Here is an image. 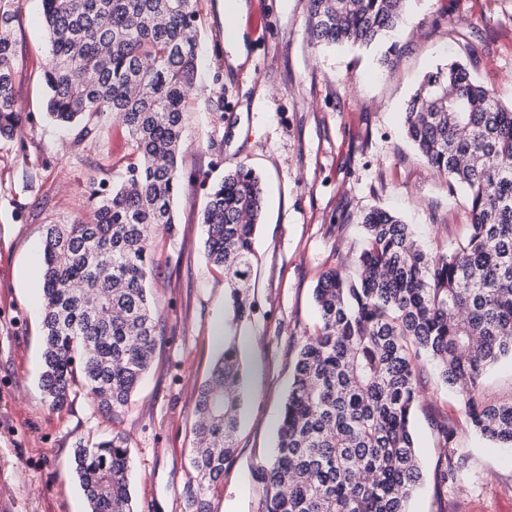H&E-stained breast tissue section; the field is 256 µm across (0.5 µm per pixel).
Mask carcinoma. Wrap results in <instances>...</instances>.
Listing matches in <instances>:
<instances>
[{
  "label": "carcinoma",
  "instance_id": "obj_1",
  "mask_svg": "<svg viewBox=\"0 0 512 512\" xmlns=\"http://www.w3.org/2000/svg\"><path fill=\"white\" fill-rule=\"evenodd\" d=\"M407 2L309 0L307 34L317 44L380 48L388 66ZM20 10V0H0V139L13 138L22 119L12 38ZM42 13L48 115L75 127L82 143L96 135L92 118L109 113L136 158L119 183L95 192L92 220L48 225L43 248V398L63 407L79 379L110 415L138 389L159 337L152 239L175 223L182 112L198 67L196 11L193 0H42ZM404 131L449 186L465 191L469 235L441 252L386 210L359 215L354 271L329 268L314 288L319 323L300 343L273 455L257 468L259 512H408L422 480L413 433L421 362L457 393L474 432L512 448V401L491 403L482 392L485 372L512 358V106L450 62L424 77ZM263 199L260 177L241 166L211 187L203 212L205 250L224 271L231 316L194 407L200 483L188 507L196 512H207L201 494L236 452L238 330L254 307L241 285L252 276ZM453 438L446 427L445 483L463 468ZM129 471L119 431L75 448L88 512H136Z\"/></svg>",
  "mask_w": 512,
  "mask_h": 512
}]
</instances>
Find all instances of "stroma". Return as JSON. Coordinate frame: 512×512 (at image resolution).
<instances>
[{
  "label": "stroma",
  "mask_w": 512,
  "mask_h": 512,
  "mask_svg": "<svg viewBox=\"0 0 512 512\" xmlns=\"http://www.w3.org/2000/svg\"><path fill=\"white\" fill-rule=\"evenodd\" d=\"M247 2L260 6L266 22L249 34L248 61L235 68L218 0H195L199 89L184 109L175 225L154 241L149 283L160 337L138 391L110 417L78 384L62 408L43 400L39 271L47 225L91 220L93 190L121 181L114 162L130 154L131 142L108 115L98 136L81 145L74 130L47 116L42 74L50 44L41 0L20 2L15 95L31 120L14 139H0V512H87L74 450L115 430L128 438L137 512H184L197 485L193 410L229 315L224 275L204 253L202 223L207 192L226 170L254 169L264 208L254 236L255 310L239 333L237 452L223 482L204 493L209 512H258L255 468L273 452L296 352L318 322L312 291L323 271L354 262L358 215L373 207L394 212L443 251L469 233L462 191L418 157L402 116L423 76L449 60L512 103V0H410L396 35L398 64L387 71L379 51L313 44L309 0ZM267 86L276 95H263ZM418 386L423 482L410 512H512V448L474 434L458 396L431 368H422ZM449 425L464 458L452 484L439 478L441 430Z\"/></svg>",
  "instance_id": "obj_1"
}]
</instances>
